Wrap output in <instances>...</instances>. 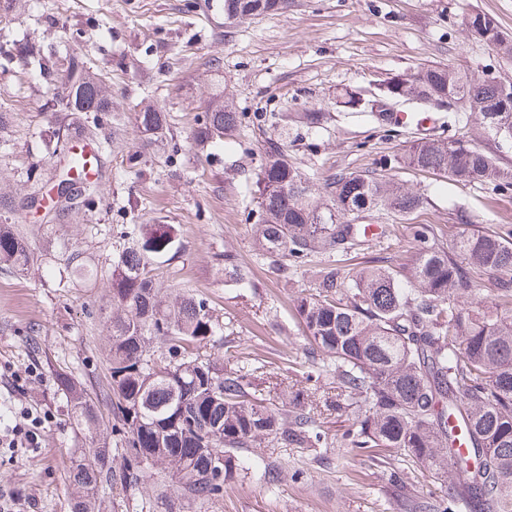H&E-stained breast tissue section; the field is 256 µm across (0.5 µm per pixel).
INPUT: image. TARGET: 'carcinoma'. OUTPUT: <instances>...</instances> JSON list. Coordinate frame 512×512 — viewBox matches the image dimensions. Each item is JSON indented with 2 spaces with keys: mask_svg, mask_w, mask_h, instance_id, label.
I'll return each mask as SVG.
<instances>
[{
  "mask_svg": "<svg viewBox=\"0 0 512 512\" xmlns=\"http://www.w3.org/2000/svg\"><path fill=\"white\" fill-rule=\"evenodd\" d=\"M287 0H224V17L247 20L284 8ZM475 39L512 55V38L485 16L467 18ZM77 66L71 94L52 103L56 112L107 115L112 91L70 57L61 71ZM450 94L470 96L469 112L481 133L512 143V101L481 78L446 65L396 76L368 99L349 94L383 127L399 125L392 100L430 106ZM141 132L155 138L168 132L166 116L154 105L135 115ZM241 123L224 95L207 102L191 132L196 145L227 142ZM405 165L467 184L499 181L512 186V170L477 146L446 139L420 138L402 156ZM82 153L69 157L77 178L71 185L87 193ZM259 215L254 225L259 259L272 273L320 258L316 286L302 290L294 307L320 361L319 374L336 379L340 392L328 402L336 409L363 398L343 439L353 448H386L432 468L448 484V497H419L405 512H453L461 502L468 512H512V240L496 232L472 230L452 249L431 244L429 224L412 226L415 249L411 267L345 268L336 253L368 225L349 224L348 215L373 211L411 213L421 194L405 185L364 172L335 175L320 192L312 189L288 158L285 144L268 141L257 181ZM175 242L171 224L137 225L136 245L112 263L111 305L105 313L110 335L105 348L109 381L105 396L112 412V433L91 393L67 373L59 374L69 395L73 428L80 447L70 456L69 483L75 487L72 512H105L94 493L102 484L124 492L140 479L160 476L156 494L142 495L139 512H184L224 493V483L239 476L269 487L279 482L275 467L240 453L263 443L281 448H319L325 432L310 415L301 394L284 390L278 402L256 382L257 366L224 368L210 349L224 345V325L207 299L161 287L148 269L149 259L167 255ZM12 225L0 224V265L24 271L37 264ZM224 280L255 287L250 270L226 249ZM483 275L494 278L491 306L472 314L460 305L479 294ZM116 438L117 447L110 444ZM221 454L223 473L213 454ZM122 460L120 474L112 459Z\"/></svg>",
  "mask_w": 512,
  "mask_h": 512,
  "instance_id": "carcinoma-1",
  "label": "carcinoma"
}]
</instances>
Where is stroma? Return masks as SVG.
I'll list each match as a JSON object with an SVG mask.
<instances>
[{
    "label": "stroma",
    "instance_id": "obj_1",
    "mask_svg": "<svg viewBox=\"0 0 512 512\" xmlns=\"http://www.w3.org/2000/svg\"><path fill=\"white\" fill-rule=\"evenodd\" d=\"M475 14L512 34V0H288L282 12L245 21L225 20L208 0H20L0 23V112L7 115L0 193L13 202L0 210V222L13 225L43 261L22 274L0 266V421L12 422L8 405L34 398L46 435L37 448L0 447V490L16 492L15 512H70L66 473L78 442L57 378L69 372L97 394L108 384L101 310L110 304L112 259L131 245L132 225L176 228V255L155 259L153 274L161 287L206 298L228 323L219 352L225 366L255 362L267 383L311 388L319 398L335 392V379H309L315 364L294 309L301 289L314 284L318 260L284 279L257 258V174L267 141L280 132L314 188L326 176L359 171L423 194V206L404 217L360 214L358 223L394 230L351 246L350 265H410L415 224L432 225L446 248L467 230L512 229V186L463 185L400 162L410 142L430 135L468 140L512 168V148L479 138L467 112L437 111L424 126L389 131L346 106L349 92L368 95L394 75L431 65L512 84V56L468 36L465 20ZM19 43L40 46L50 60L77 56L91 72L111 76V116L97 121L89 112L49 109L60 84L11 59ZM217 87L247 118L230 144L200 149L189 136ZM148 103L169 115L165 139L153 144L134 120ZM302 112L328 118L311 130L298 122ZM62 122L96 155L92 179L101 192L89 209L53 197L68 154L50 153L48 144ZM32 169L41 174L35 184L27 180ZM227 249L250 269L254 287L225 281L218 259ZM75 252L89 264L82 279L67 264ZM33 327L38 335H30ZM364 410L359 400L345 414L318 412L326 447L249 449L281 467L278 487L251 478L226 482L206 512H398L389 484L398 466L406 494L443 495L444 485L419 464L398 462L384 448L365 455L339 446Z\"/></svg>",
    "mask_w": 512,
    "mask_h": 512
}]
</instances>
